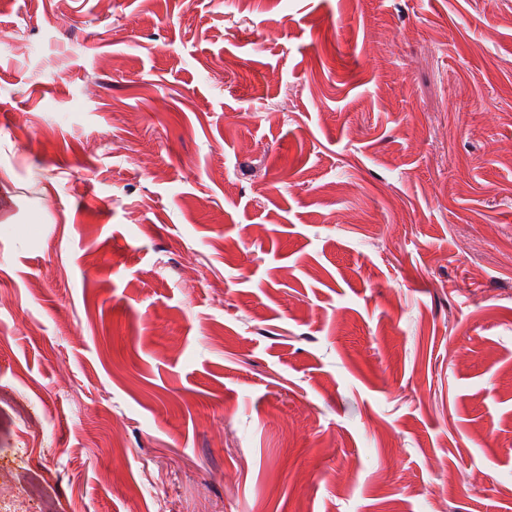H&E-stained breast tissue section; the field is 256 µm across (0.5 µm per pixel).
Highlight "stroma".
<instances>
[{
    "label": "stroma",
    "instance_id": "stroma-1",
    "mask_svg": "<svg viewBox=\"0 0 512 512\" xmlns=\"http://www.w3.org/2000/svg\"><path fill=\"white\" fill-rule=\"evenodd\" d=\"M0 32L23 512H512V0H0Z\"/></svg>",
    "mask_w": 512,
    "mask_h": 512
}]
</instances>
